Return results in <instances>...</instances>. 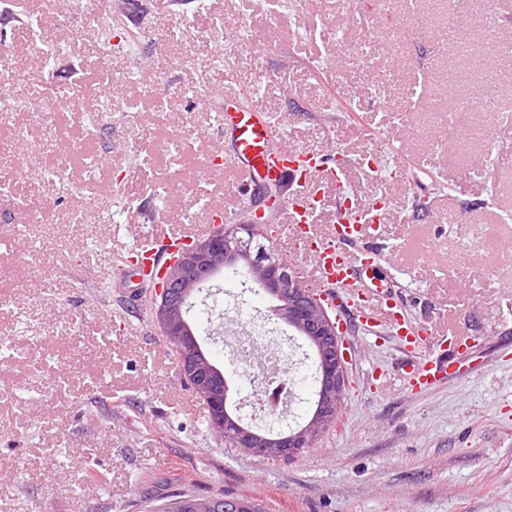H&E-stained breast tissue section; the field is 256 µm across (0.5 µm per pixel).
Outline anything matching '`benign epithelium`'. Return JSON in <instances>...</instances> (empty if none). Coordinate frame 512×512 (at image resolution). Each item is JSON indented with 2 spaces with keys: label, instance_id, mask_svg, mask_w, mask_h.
<instances>
[{
  "label": "benign epithelium",
  "instance_id": "7a95c632",
  "mask_svg": "<svg viewBox=\"0 0 512 512\" xmlns=\"http://www.w3.org/2000/svg\"><path fill=\"white\" fill-rule=\"evenodd\" d=\"M253 236L249 224H215L212 234L190 244L162 270L163 283L151 297L150 316L161 335L184 352L194 392L213 411L212 432L224 427L220 389L214 381L215 368L201 353L183 308L188 299L212 281L215 271L224 264L245 260V271L253 284L286 302L279 318L296 332L311 338L320 350V362L326 380L317 411L297 432L281 438H261L247 428L238 429L237 448L247 454L281 457L295 448H310L324 426L340 411L346 388V352L336 322L325 307L311 295L309 287L290 263L257 262L244 257L240 244L244 235Z\"/></svg>",
  "mask_w": 512,
  "mask_h": 512
}]
</instances>
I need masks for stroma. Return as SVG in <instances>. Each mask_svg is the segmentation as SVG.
Returning a JSON list of instances; mask_svg holds the SVG:
<instances>
[{"label":"stroma","instance_id":"35a3bbf8","mask_svg":"<svg viewBox=\"0 0 512 512\" xmlns=\"http://www.w3.org/2000/svg\"><path fill=\"white\" fill-rule=\"evenodd\" d=\"M93 2L100 18L122 6L141 36L137 59L109 58L106 82L97 30L72 0H23L22 20L0 24V72L67 87L84 107L66 115L68 129L108 148L95 167L76 163L60 178L20 144L0 160V226L10 228L0 238V512H148L163 478L172 493L249 495L266 512H512V121L498 118L490 138L460 153L429 117L512 86V7L455 0L459 33L438 0H416L410 13L403 0ZM368 14L406 29L397 52L383 29L368 43V56H390L383 72L352 60ZM31 20L56 48L50 70L38 65ZM217 29L232 42L198 53L194 39ZM228 53L288 146L344 162L358 204L384 196L393 221L366 248L383 254L389 295L423 331L415 370L434 357V334L470 336L465 377L423 386L390 333L352 320L338 422L289 460L204 430L203 405L145 312L149 291L125 271L128 251L162 228L206 223L234 202L228 172L209 165L224 146L215 91ZM202 82L211 94H197ZM171 135L192 155L190 173L144 167ZM366 152L388 168L362 169ZM124 169L132 223L109 200ZM28 201L53 223H26ZM197 333L244 388L223 319ZM87 460L109 472L108 487L86 480Z\"/></svg>","mask_w":512,"mask_h":512}]
</instances>
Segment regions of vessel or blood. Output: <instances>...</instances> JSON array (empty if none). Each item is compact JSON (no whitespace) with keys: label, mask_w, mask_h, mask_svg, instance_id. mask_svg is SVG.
Instances as JSON below:
<instances>
[{"label":"vessel or blood","mask_w":512,"mask_h":512,"mask_svg":"<svg viewBox=\"0 0 512 512\" xmlns=\"http://www.w3.org/2000/svg\"><path fill=\"white\" fill-rule=\"evenodd\" d=\"M224 106L218 121L224 131L223 166L232 175L235 205L224 213L225 220L242 215L260 218L262 206L246 207L245 201L265 185L289 181L290 193L282 204L279 218L286 232L311 233L315 212L322 204L324 191L339 179V171L322 155L302 154L285 145L272 125L254 106L243 105L232 91L222 92ZM387 210L368 203L363 210L336 208V224L331 236L313 235L308 252L314 268V280L320 298L328 306L346 301L356 313L364 315L373 325L399 328L404 343L418 342L419 331L399 321L388 303L387 291L375 274V261L361 258L343 248L342 243L361 236L366 230L387 223ZM459 367L455 355H439L433 365L416 377L420 384L454 374Z\"/></svg>","instance_id":"vessel-or-blood-1"}]
</instances>
